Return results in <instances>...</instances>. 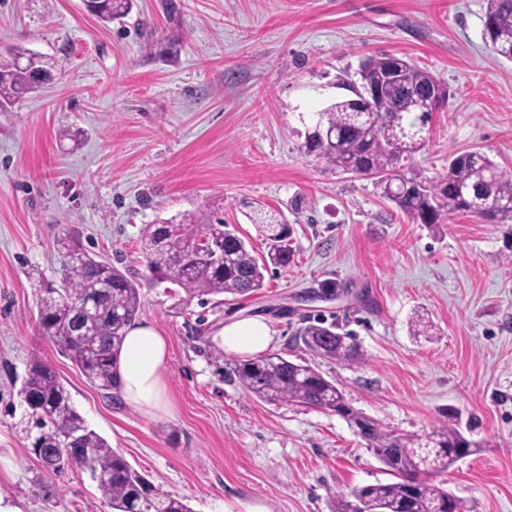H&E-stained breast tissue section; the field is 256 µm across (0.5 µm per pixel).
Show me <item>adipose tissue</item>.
Segmentation results:
<instances>
[{"label":"adipose tissue","mask_w":512,"mask_h":512,"mask_svg":"<svg viewBox=\"0 0 512 512\" xmlns=\"http://www.w3.org/2000/svg\"><path fill=\"white\" fill-rule=\"evenodd\" d=\"M215 342L225 352L251 357L271 344V329L260 317L237 319L215 334ZM168 343L149 322L131 324L117 357L118 390L123 402L148 417L170 416L175 407L169 397L166 373Z\"/></svg>","instance_id":"ef3b65f1"}]
</instances>
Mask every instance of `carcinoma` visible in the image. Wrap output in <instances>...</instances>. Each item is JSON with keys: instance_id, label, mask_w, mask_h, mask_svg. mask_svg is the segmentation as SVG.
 I'll return each mask as SVG.
<instances>
[{"instance_id": "cac0c4a2", "label": "carcinoma", "mask_w": 512, "mask_h": 512, "mask_svg": "<svg viewBox=\"0 0 512 512\" xmlns=\"http://www.w3.org/2000/svg\"><path fill=\"white\" fill-rule=\"evenodd\" d=\"M135 0H97L96 15L104 22L120 21ZM483 39L493 53L512 60V0H487ZM390 66L402 82L391 84L374 100L367 117L358 115V90ZM355 97L339 99L317 113L305 148L337 169L375 178L381 195L412 221L441 224L452 213H469L483 221H512V172L500 169L481 151L453 157L448 171L424 178L412 168L414 155L426 138L432 107L448 100V88L430 72L394 55L368 57L360 64ZM51 76L43 60L24 49L0 61V107H6ZM253 223L265 235L266 256L256 258L236 230L212 212H199L178 223L147 225L142 253L150 276L178 284L191 297H243L264 285L268 266L286 268L293 261L288 247L290 227L258 206ZM224 248V263L197 259L202 241ZM64 263L60 283L41 281L37 325L42 336L71 359L86 379L101 390L117 388L116 360L125 327L141 307V286L110 263L87 253L75 240H60ZM295 342L320 358L353 362L361 359L358 342L347 333L320 324L297 330ZM231 374L257 399L269 404L301 403L341 415L356 434L376 448L379 461L397 478L336 495L331 512H466L465 505L428 478L448 472L481 443L458 428L444 424L425 436L397 434L354 410L343 391L311 364L272 353L236 362ZM19 395L26 405L25 433L41 442L47 471L65 468L89 473L112 512H134L156 505L161 512H192L184 500L157 489L136 471L122 453L90 429L75 410L55 368L30 359Z\"/></svg>"}]
</instances>
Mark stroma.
Returning a JSON list of instances; mask_svg holds the SVG:
<instances>
[{
  "label": "stroma",
  "instance_id": "1",
  "mask_svg": "<svg viewBox=\"0 0 512 512\" xmlns=\"http://www.w3.org/2000/svg\"><path fill=\"white\" fill-rule=\"evenodd\" d=\"M487 0H137L104 23L84 0H0V60L22 47L51 81L0 109V497L21 512H111L87 474L39 478L19 390L50 362L87 424L193 512H330L336 493L389 482L339 414L267 404L217 358L215 333L261 317L273 353L305 322L352 333L364 357L313 359L348 404L388 431L424 435L454 415L476 454L432 476L468 512H512V226L468 214L408 220L372 178L305 154L314 112L349 97L387 53L449 91L413 167L444 172L473 148L512 171V61L482 38ZM259 201L291 228L294 260L260 291L200 304L150 280L145 225L212 210L255 256ZM70 236L141 287L139 320L167 337L174 416L148 418L91 386L37 327L35 287ZM429 335L411 332L416 315Z\"/></svg>",
  "mask_w": 512,
  "mask_h": 512
}]
</instances>
